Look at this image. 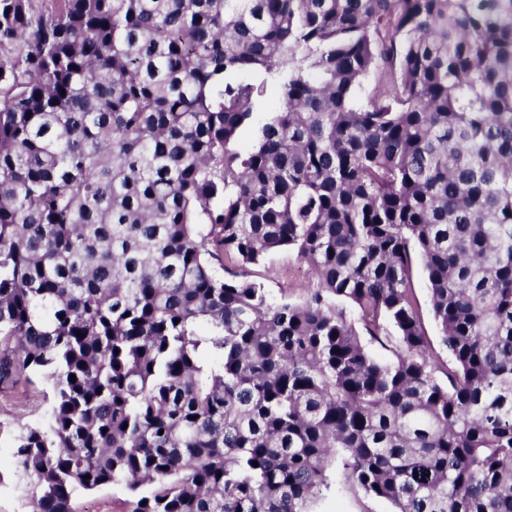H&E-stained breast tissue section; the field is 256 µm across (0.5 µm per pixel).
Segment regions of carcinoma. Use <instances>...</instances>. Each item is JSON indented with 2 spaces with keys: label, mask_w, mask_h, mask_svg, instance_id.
Returning a JSON list of instances; mask_svg holds the SVG:
<instances>
[{
  "label": "carcinoma",
  "mask_w": 512,
  "mask_h": 512,
  "mask_svg": "<svg viewBox=\"0 0 512 512\" xmlns=\"http://www.w3.org/2000/svg\"><path fill=\"white\" fill-rule=\"evenodd\" d=\"M283 250L299 303L251 279ZM28 370L31 512H314L338 462L393 512H512V0H0V383ZM413 288L416 294V297L420 304V309L422 312V316L426 327L428 329V333L430 338L432 339L433 346L435 349L434 357L438 358L440 361L447 362L448 361V351L441 347L437 341V330L432 318L430 305H429V291H428V281L427 275L423 267L418 264L414 270L413 277ZM128 490L121 485H113L94 490L79 500L80 512H127Z\"/></svg>",
  "instance_id": "cac0c4a2"
}]
</instances>
